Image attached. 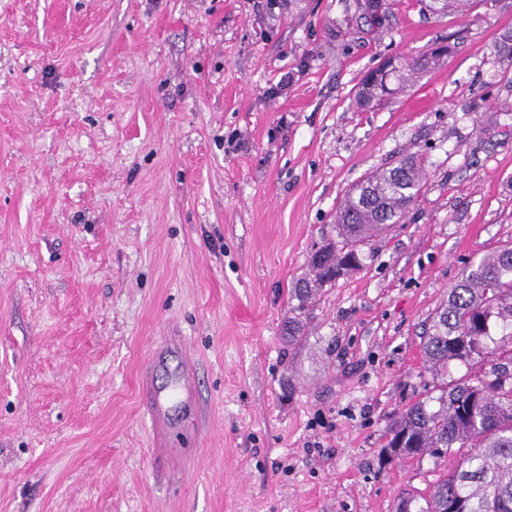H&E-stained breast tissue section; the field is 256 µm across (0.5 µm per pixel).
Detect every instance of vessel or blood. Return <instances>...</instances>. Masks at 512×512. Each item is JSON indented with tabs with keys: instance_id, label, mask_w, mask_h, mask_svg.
<instances>
[{
	"instance_id": "vessel-or-blood-1",
	"label": "vessel or blood",
	"mask_w": 512,
	"mask_h": 512,
	"mask_svg": "<svg viewBox=\"0 0 512 512\" xmlns=\"http://www.w3.org/2000/svg\"><path fill=\"white\" fill-rule=\"evenodd\" d=\"M197 372L190 361L181 336L164 337L152 352L141 393L142 406L157 436L156 453L175 456L169 446L174 410L197 402Z\"/></svg>"
}]
</instances>
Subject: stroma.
<instances>
[{
	"instance_id": "1",
	"label": "stroma",
	"mask_w": 512,
	"mask_h": 512,
	"mask_svg": "<svg viewBox=\"0 0 512 512\" xmlns=\"http://www.w3.org/2000/svg\"><path fill=\"white\" fill-rule=\"evenodd\" d=\"M387 3L374 28L361 0H0V512H395L445 471L380 456L437 307L512 242V0ZM410 156L402 223L297 314L348 191ZM172 330L199 377L184 471L140 409ZM451 51V46L447 45V49L445 52H440L438 50H431L429 52L424 53L419 58L413 60L412 62H408L402 64L397 58V68H395V76L399 82V86L397 88H391L388 92L389 96L393 95L396 90H401L409 86L419 74L426 71L428 68H431V65H435L439 60L447 55ZM375 74H379L375 76ZM380 72L379 70H374L370 72L364 79L362 83L361 92L358 95L357 104L363 108H373L378 106L385 100L384 94V83L383 76L379 79Z\"/></svg>"
}]
</instances>
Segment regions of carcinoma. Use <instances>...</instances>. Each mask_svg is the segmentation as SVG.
I'll use <instances>...</instances> for the list:
<instances>
[{
  "label": "carcinoma",
  "instance_id": "carcinoma-1",
  "mask_svg": "<svg viewBox=\"0 0 512 512\" xmlns=\"http://www.w3.org/2000/svg\"><path fill=\"white\" fill-rule=\"evenodd\" d=\"M469 0H426L440 14L461 12ZM431 50L397 63L398 88L385 91L379 70L362 83L357 104L373 108L439 62ZM425 169L417 157L376 172L356 186L336 213L339 241L323 246L320 265L294 297L302 310L319 288L332 284L367 259L365 240L398 224L419 197ZM427 369L436 377L422 397L409 404L390 426L386 461L428 456L455 458L456 465L431 482L421 496L402 495L395 512H512V243L470 262L421 336ZM467 372L451 376V366Z\"/></svg>",
  "mask_w": 512,
  "mask_h": 512
}]
</instances>
